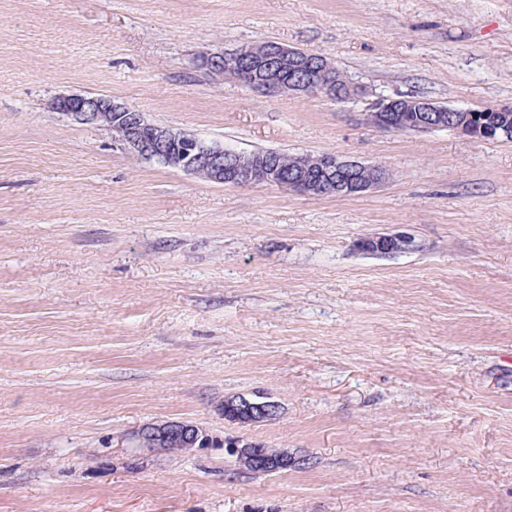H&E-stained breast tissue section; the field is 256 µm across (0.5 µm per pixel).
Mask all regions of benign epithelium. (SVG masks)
Segmentation results:
<instances>
[{"mask_svg":"<svg viewBox=\"0 0 512 512\" xmlns=\"http://www.w3.org/2000/svg\"><path fill=\"white\" fill-rule=\"evenodd\" d=\"M201 65L224 78L269 93L283 92L289 85L292 93L302 95H334L337 89L333 74L338 68L327 58L311 56L297 48L265 41L240 48L234 52L208 53L200 57ZM330 76L325 83L314 81L313 75ZM55 110L81 124L108 126L129 151L144 159H176L181 171L207 181L227 186H251L261 182L286 191L306 196H352L367 192L385 179V171L378 166L344 159L334 153H323L317 158L319 174L306 173L311 155H296L298 168L285 174L278 162L270 157L249 155L218 145L204 146L192 135L173 131L148 122L143 113L112 101L107 96L63 95L54 102ZM457 107L448 111L436 110L420 99H382L366 114L368 123L383 130L401 132H429L448 130L476 141L508 136L507 131H472L455 121ZM413 112V121L393 127L388 113ZM412 240L405 235H387L367 238L359 248L365 252L384 255L410 249ZM230 409L237 421L249 424L274 418L279 405L274 401L257 402L242 397ZM127 439L140 442L144 451L154 452L160 447L179 441L186 448H203L212 437L194 424L165 421L143 425L127 434ZM241 464H251L259 456V449L236 439L224 449Z\"/></svg>","mask_w":512,"mask_h":512,"instance_id":"7a95c632","label":"benign epithelium"}]
</instances>
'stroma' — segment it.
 I'll use <instances>...</instances> for the list:
<instances>
[{
    "label": "stroma",
    "instance_id": "stroma-1",
    "mask_svg": "<svg viewBox=\"0 0 512 512\" xmlns=\"http://www.w3.org/2000/svg\"><path fill=\"white\" fill-rule=\"evenodd\" d=\"M264 41L366 96L199 62ZM71 94L387 178L207 182L57 112ZM400 96L512 107V0H0V512H512V141L366 121ZM396 233L412 250L356 246ZM238 395L279 413L228 420ZM163 420L303 463L122 445Z\"/></svg>",
    "mask_w": 512,
    "mask_h": 512
}]
</instances>
